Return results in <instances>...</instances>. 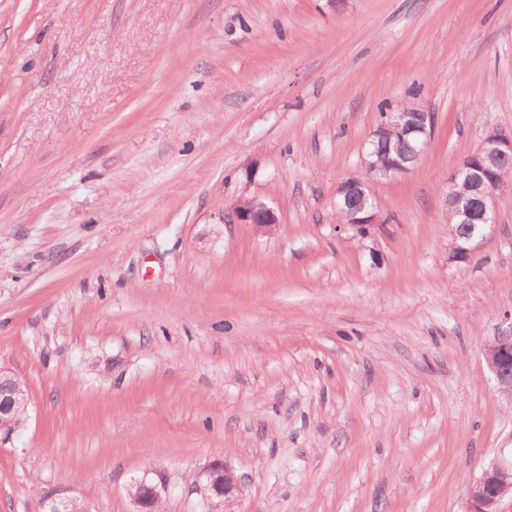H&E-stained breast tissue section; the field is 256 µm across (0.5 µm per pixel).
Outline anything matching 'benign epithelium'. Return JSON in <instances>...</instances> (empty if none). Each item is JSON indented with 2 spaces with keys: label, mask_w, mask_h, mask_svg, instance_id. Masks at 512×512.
Segmentation results:
<instances>
[{
  "label": "benign epithelium",
  "mask_w": 512,
  "mask_h": 512,
  "mask_svg": "<svg viewBox=\"0 0 512 512\" xmlns=\"http://www.w3.org/2000/svg\"><path fill=\"white\" fill-rule=\"evenodd\" d=\"M434 127L433 114L415 105L402 111L388 112L371 131L364 143L362 163L369 172V181L345 179L336 187V208L352 196L363 199L364 206L350 213L345 230L356 232L361 237L370 235V230L381 223L371 182L394 178L407 173L424 156L428 139ZM411 138L420 139V147L410 162L403 161L394 143H405ZM512 160V132L493 129L486 132L477 148L448 174V193L444 199L445 209L454 213L460 223L472 221L471 207L478 210L480 226L496 221V194L501 186L490 182L469 192L476 196H464L457 191L459 184L471 185L473 180L488 177L503 161ZM233 223L249 224L261 233H270L279 224L275 211L256 198H242L232 208ZM483 233L469 235L464 245H454L452 260L463 261L473 255ZM484 359L488 370L496 381L499 398L512 406V312L501 319L495 335L484 347ZM29 404L25 384L11 371L0 367V415L10 413L15 406ZM244 477L239 476L225 462L216 459L203 467L196 475L193 486L205 491L204 512H237L235 505L243 493ZM137 487L134 496L135 512H156L161 499L162 486L143 477L133 481ZM512 488V458L494 459L470 486L466 512H499L504 489ZM42 512H78L75 501L68 497L48 494L41 504Z\"/></svg>",
  "instance_id": "1"
}]
</instances>
